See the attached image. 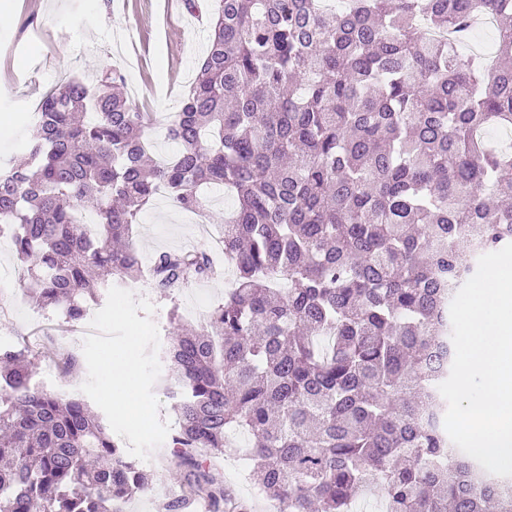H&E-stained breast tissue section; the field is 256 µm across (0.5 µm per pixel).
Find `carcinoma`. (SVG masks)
<instances>
[{
  "label": "carcinoma",
  "mask_w": 512,
  "mask_h": 512,
  "mask_svg": "<svg viewBox=\"0 0 512 512\" xmlns=\"http://www.w3.org/2000/svg\"><path fill=\"white\" fill-rule=\"evenodd\" d=\"M489 12L491 66L459 50ZM205 19L168 159L117 69L42 97L28 161L0 165V233L30 294L81 321L96 285L142 277L132 231L159 190L188 211L231 190L224 302L167 340L170 510L255 512L219 473L242 452L274 512H353L372 491L383 512H512V477L452 444L438 391L450 303L512 243V146L493 139L512 132V0H210ZM216 276L177 250L149 280ZM38 361L0 349V512H128L145 473L83 402L34 381Z\"/></svg>",
  "instance_id": "1"
}]
</instances>
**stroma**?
<instances>
[{
	"instance_id": "1",
	"label": "stroma",
	"mask_w": 512,
	"mask_h": 512,
	"mask_svg": "<svg viewBox=\"0 0 512 512\" xmlns=\"http://www.w3.org/2000/svg\"><path fill=\"white\" fill-rule=\"evenodd\" d=\"M0 160L19 159L31 137L27 119L51 87L76 78L95 84L105 70L123 71L138 88L136 106L163 117L178 111L185 84L196 74L208 43L205 26L193 25L186 9L160 17L155 0H0ZM181 60L182 83L171 84L169 64ZM133 242L143 264L166 250L213 252L194 213L159 196L141 214ZM21 262L8 236H0V345L28 346L41 355L35 380L47 390L87 403L113 440L152 476L130 512H162L181 489L169 473L176 467L169 443L176 429L166 388L165 358L171 316L198 323L224 298L223 278L160 291L147 281H127L102 291L86 318L66 322L59 310L30 299ZM48 351L73 353L76 364L62 370L45 359ZM135 356L139 372L132 405L120 406L108 387L114 360Z\"/></svg>"
}]
</instances>
